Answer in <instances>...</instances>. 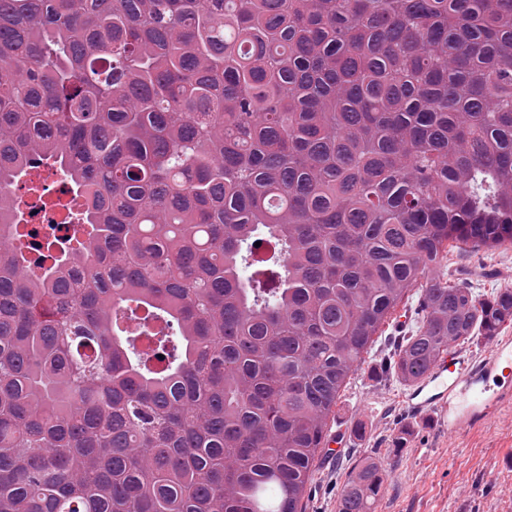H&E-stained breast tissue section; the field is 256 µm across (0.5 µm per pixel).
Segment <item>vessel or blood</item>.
<instances>
[{
	"mask_svg": "<svg viewBox=\"0 0 512 512\" xmlns=\"http://www.w3.org/2000/svg\"><path fill=\"white\" fill-rule=\"evenodd\" d=\"M418 414L436 415L456 433L512 399V336L493 337L486 358L469 369L457 352L439 360L413 394Z\"/></svg>",
	"mask_w": 512,
	"mask_h": 512,
	"instance_id": "vessel-or-blood-1",
	"label": "vessel or blood"
}]
</instances>
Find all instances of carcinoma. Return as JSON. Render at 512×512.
<instances>
[{"label": "carcinoma", "instance_id": "cac0c4a2", "mask_svg": "<svg viewBox=\"0 0 512 512\" xmlns=\"http://www.w3.org/2000/svg\"><path fill=\"white\" fill-rule=\"evenodd\" d=\"M451 243L512 245V0H0V512H304L375 338L411 385L512 318ZM30 168L31 175L26 177L21 188L16 191L18 203L27 213L31 210H42L41 215L46 214V219L36 221V224H45L43 233L46 237L52 238L54 231L47 224H75L73 213L82 200L59 183L57 177L47 170L40 160L33 159ZM32 176L39 178V192L31 190Z\"/></svg>", "mask_w": 512, "mask_h": 512}]
</instances>
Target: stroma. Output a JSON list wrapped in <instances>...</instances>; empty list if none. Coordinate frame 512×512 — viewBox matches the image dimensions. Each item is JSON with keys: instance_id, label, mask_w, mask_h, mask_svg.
<instances>
[{"instance_id": "stroma-1", "label": "stroma", "mask_w": 512, "mask_h": 512, "mask_svg": "<svg viewBox=\"0 0 512 512\" xmlns=\"http://www.w3.org/2000/svg\"><path fill=\"white\" fill-rule=\"evenodd\" d=\"M375 345L345 387L330 423L344 445L327 451L312 475L304 512H337L336 489L365 457L381 462L384 493L377 512H505L512 506V400L451 435L418 420L409 386L385 371Z\"/></svg>"}]
</instances>
